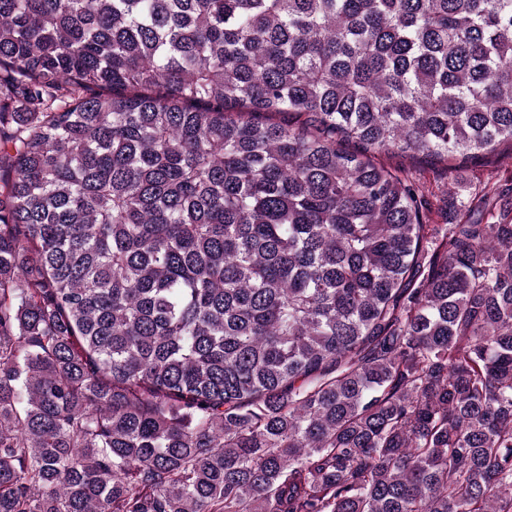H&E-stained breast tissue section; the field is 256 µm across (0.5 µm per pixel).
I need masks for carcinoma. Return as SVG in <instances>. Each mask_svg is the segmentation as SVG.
Returning a JSON list of instances; mask_svg holds the SVG:
<instances>
[{
  "mask_svg": "<svg viewBox=\"0 0 512 512\" xmlns=\"http://www.w3.org/2000/svg\"><path fill=\"white\" fill-rule=\"evenodd\" d=\"M512 0H0V512H512ZM379 160L392 171L398 168H410L413 171V177L419 183L423 194L425 224L436 225V227H444L452 223L451 220L456 216L455 194L465 196L476 185L487 181L496 182L503 189L511 188L512 185V154L502 150L493 153L487 164L481 162L469 165L464 181L456 189V185L448 182V176L443 173L441 165L424 162L418 164L398 156H382ZM414 166L415 168L412 169Z\"/></svg>",
  "mask_w": 512,
  "mask_h": 512,
  "instance_id": "carcinoma-1",
  "label": "carcinoma"
}]
</instances>
